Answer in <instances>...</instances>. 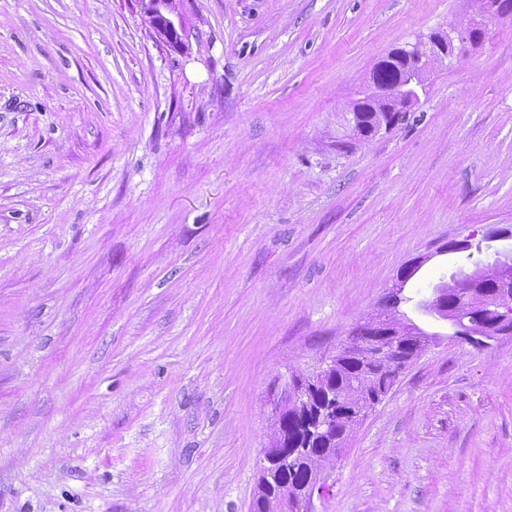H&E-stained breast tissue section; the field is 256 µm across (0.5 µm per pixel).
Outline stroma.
Returning <instances> with one entry per match:
<instances>
[{
  "mask_svg": "<svg viewBox=\"0 0 512 512\" xmlns=\"http://www.w3.org/2000/svg\"><path fill=\"white\" fill-rule=\"evenodd\" d=\"M0 0V512H249L274 404L380 310L436 342L323 469L314 512H512V334L416 301L512 226V19L370 137L393 47L470 0ZM135 1L138 2L142 17L153 31L155 38L170 47H180L184 32L179 8L182 0ZM511 236H512L511 228L510 229L509 228H500V229L491 230L485 236H483L482 239L477 240V241H475V235L471 234V235L464 237L463 239H455V240L448 242V244L444 248V251L448 252V250H454V249H456V250H465V249L472 250L473 247H475V249L478 252H481L483 250V247L486 250H489V249L493 248V245L491 243L501 241V240L511 239Z\"/></svg>",
  "mask_w": 512,
  "mask_h": 512,
  "instance_id": "stroma-1",
  "label": "stroma"
}]
</instances>
